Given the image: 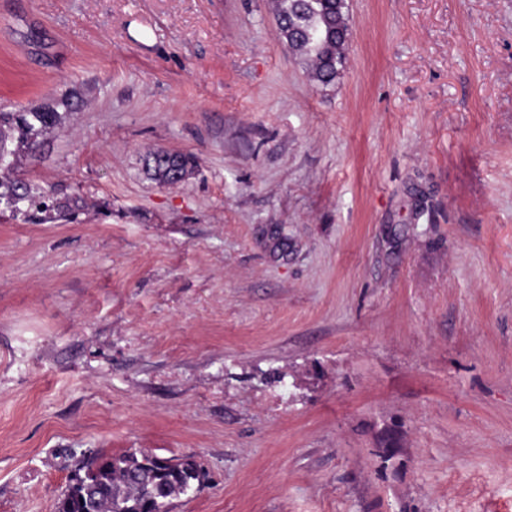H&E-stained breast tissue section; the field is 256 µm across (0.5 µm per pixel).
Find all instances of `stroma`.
I'll return each instance as SVG.
<instances>
[{"mask_svg": "<svg viewBox=\"0 0 512 512\" xmlns=\"http://www.w3.org/2000/svg\"><path fill=\"white\" fill-rule=\"evenodd\" d=\"M347 4L325 87L272 0H0V107L76 101L21 174L87 202L0 213V512L93 451L192 458L172 512H512V0ZM196 160L189 154L172 153L163 148L153 150L147 159L151 176L158 183L174 186L192 173Z\"/></svg>", "mask_w": 512, "mask_h": 512, "instance_id": "obj_1", "label": "stroma"}]
</instances>
